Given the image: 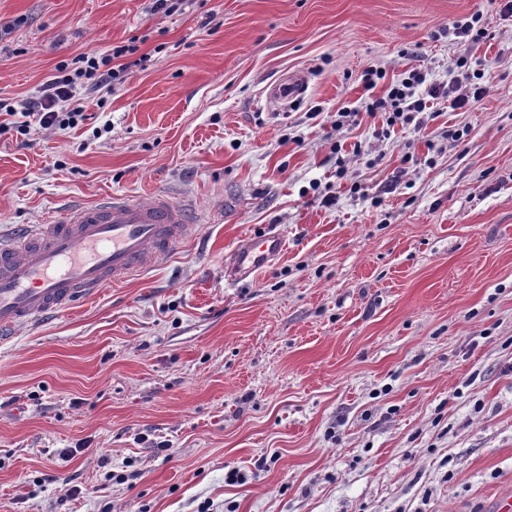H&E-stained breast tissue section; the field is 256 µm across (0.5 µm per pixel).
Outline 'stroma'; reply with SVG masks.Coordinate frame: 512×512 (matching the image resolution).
<instances>
[{"label":"stroma","instance_id":"1","mask_svg":"<svg viewBox=\"0 0 512 512\" xmlns=\"http://www.w3.org/2000/svg\"><path fill=\"white\" fill-rule=\"evenodd\" d=\"M148 5L0 0V100L132 37L147 57L79 127L0 136V232L113 192L197 214L151 270L0 343V512H490L512 495L505 0ZM476 12L486 39L449 34ZM460 56L479 102L383 141L379 115L334 130L410 70L449 85ZM294 72L305 95L269 105ZM264 230L282 254L227 281Z\"/></svg>","mask_w":512,"mask_h":512}]
</instances>
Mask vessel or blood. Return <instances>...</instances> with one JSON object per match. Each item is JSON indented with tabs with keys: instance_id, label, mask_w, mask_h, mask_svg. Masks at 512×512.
Listing matches in <instances>:
<instances>
[{
	"instance_id": "obj_1",
	"label": "vessel or blood",
	"mask_w": 512,
	"mask_h": 512,
	"mask_svg": "<svg viewBox=\"0 0 512 512\" xmlns=\"http://www.w3.org/2000/svg\"><path fill=\"white\" fill-rule=\"evenodd\" d=\"M307 88L296 73L275 82L266 100L288 106ZM192 211L157 194L143 203L112 193L90 206L55 212L48 223L0 236V342L20 324L38 321L154 267L186 238ZM279 232L246 238L226 267L228 280L248 278L280 254Z\"/></svg>"
}]
</instances>
